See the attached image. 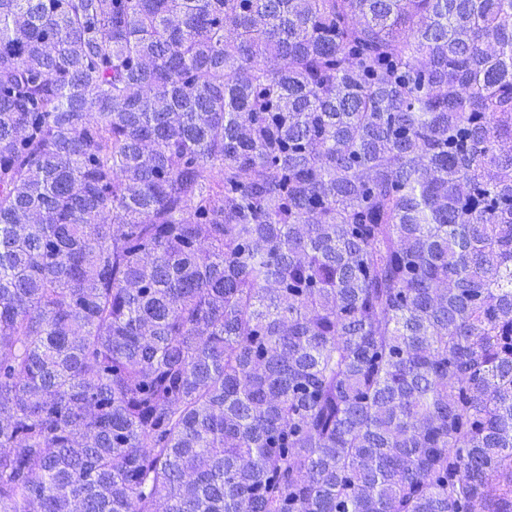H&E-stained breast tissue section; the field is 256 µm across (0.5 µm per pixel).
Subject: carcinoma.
<instances>
[{"mask_svg":"<svg viewBox=\"0 0 512 512\" xmlns=\"http://www.w3.org/2000/svg\"><path fill=\"white\" fill-rule=\"evenodd\" d=\"M0 512H512V0H0Z\"/></svg>","mask_w":512,"mask_h":512,"instance_id":"carcinoma-1","label":"carcinoma"}]
</instances>
